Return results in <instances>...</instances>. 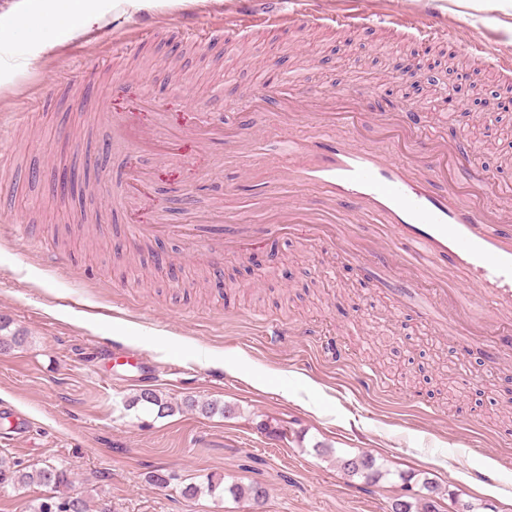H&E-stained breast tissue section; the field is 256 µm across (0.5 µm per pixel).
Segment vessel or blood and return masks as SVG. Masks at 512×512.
Segmentation results:
<instances>
[{
    "label": "vessel or blood",
    "mask_w": 512,
    "mask_h": 512,
    "mask_svg": "<svg viewBox=\"0 0 512 512\" xmlns=\"http://www.w3.org/2000/svg\"><path fill=\"white\" fill-rule=\"evenodd\" d=\"M302 17L315 26L394 27L403 19L395 10L362 9L346 14L306 10ZM365 96L362 89L344 90L330 111L317 113L315 135L285 138L279 160L257 156L252 142L237 144V153L254 158L247 170L253 190L280 198L269 210L266 228L279 233L293 229L311 241L324 239L327 225L335 222L375 225V237L352 254L356 270L367 271L371 260L379 258L385 260L392 281L430 280L451 311H465L474 325L496 328V336L485 343L487 368L495 370L498 357L512 353V204L485 202V175L461 162L458 148L440 135L418 139L396 112L363 124ZM139 105L155 113L156 122L133 137L132 152L150 150L167 159L178 153L185 139L206 149L224 138L221 130L205 124L171 131L166 113L151 95L140 96ZM369 136L402 141L411 145V154L396 159L365 148ZM297 187L320 193L324 208L282 200L283 191ZM172 231L189 238L208 234V258L213 262L227 254H246L261 243L253 235H225L220 224L172 226L155 211L137 225L136 236ZM97 356L130 358L137 382L154 379L143 356L130 354L120 342L101 348Z\"/></svg>",
    "instance_id": "b4317fda"
}]
</instances>
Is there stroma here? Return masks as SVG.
<instances>
[{"label": "stroma", "instance_id": "35a3bbf8", "mask_svg": "<svg viewBox=\"0 0 512 512\" xmlns=\"http://www.w3.org/2000/svg\"><path fill=\"white\" fill-rule=\"evenodd\" d=\"M405 10L410 21L427 13L465 19L467 30L422 41L412 29L313 28L294 22L259 27L243 41L213 30L235 0H192L179 8L125 10L95 0L91 26L38 51L14 21L27 0H0V320L25 338L0 352V404L29 416L32 431L7 439L0 454L25 466L51 463L71 472L72 487L89 512H251L245 498H184L182 485L214 476L260 485L265 512H390L402 492L436 483L439 512H512V365L486 370L474 346L459 368L455 334L419 315L425 283L390 284L358 275L344 254L326 259L321 244L282 233L265 237L250 258H225L210 268L223 289L195 288L198 248L157 237V252L180 263L174 282L153 263L132 267L133 228L113 223L106 193L91 207L102 225L62 243L52 231L75 207L53 179L63 167L83 168L96 155L113 179L125 171L122 150L97 155L107 111L127 113L135 128L150 121L137 100L149 91L175 125L203 109L213 124L255 133L257 148L276 152L272 105L250 107L260 87L290 92L300 112L351 86L369 90L363 117L372 120L401 101L412 104L419 136L445 132L481 170L490 171L491 198L512 197V70H484L475 44L493 33L512 47V0H369ZM419 55L441 74L475 85L465 111L433 110L425 91L396 77V62ZM139 165L151 172L149 195H134L133 212L166 208L184 219L181 201L197 209L248 195L244 161L232 148L204 151L173 165L152 153ZM68 258L54 269L55 253ZM295 329L271 345L265 322ZM328 325L344 336L349 357L327 356L300 336L306 324ZM121 340L149 357L160 373L153 387L172 401L216 402L210 416L177 412L160 417L126 409L136 387L118 366L113 379L94 372L92 351ZM367 454L389 479L367 485L337 465ZM174 472L165 487L150 472Z\"/></svg>", "mask_w": 512, "mask_h": 512}]
</instances>
